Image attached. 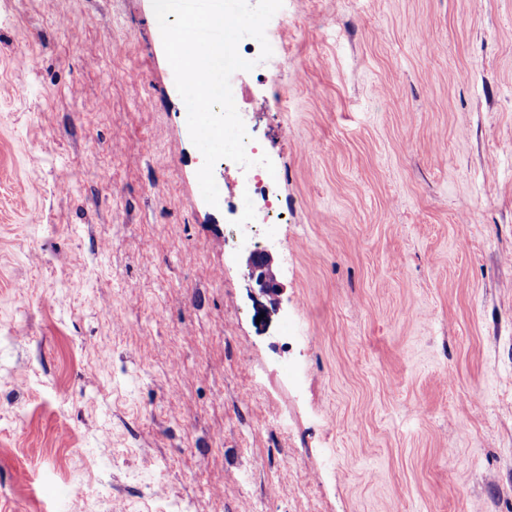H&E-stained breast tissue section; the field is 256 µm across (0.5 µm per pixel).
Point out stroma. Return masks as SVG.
Here are the masks:
<instances>
[{
    "instance_id": "1",
    "label": "stroma",
    "mask_w": 512,
    "mask_h": 512,
    "mask_svg": "<svg viewBox=\"0 0 512 512\" xmlns=\"http://www.w3.org/2000/svg\"><path fill=\"white\" fill-rule=\"evenodd\" d=\"M276 16L260 322L152 0H0V512H512V0ZM247 266L249 278L259 288V292L268 298L276 312L279 309V295L283 287L277 278L271 254L265 250L253 251L248 258Z\"/></svg>"
}]
</instances>
